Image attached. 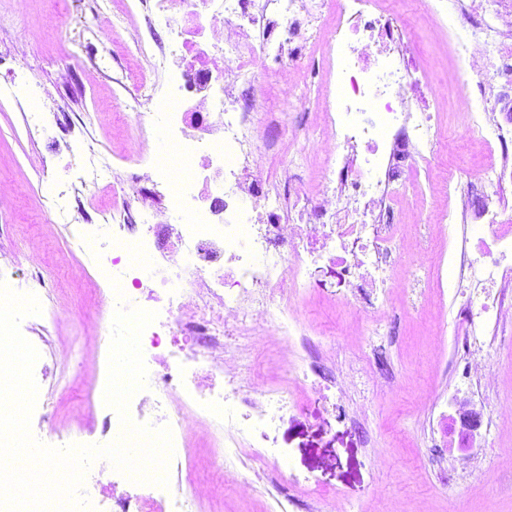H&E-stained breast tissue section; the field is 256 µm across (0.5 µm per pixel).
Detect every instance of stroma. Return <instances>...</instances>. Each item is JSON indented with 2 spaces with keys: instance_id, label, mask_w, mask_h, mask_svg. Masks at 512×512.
Instances as JSON below:
<instances>
[{
  "instance_id": "stroma-1",
  "label": "stroma",
  "mask_w": 512,
  "mask_h": 512,
  "mask_svg": "<svg viewBox=\"0 0 512 512\" xmlns=\"http://www.w3.org/2000/svg\"><path fill=\"white\" fill-rule=\"evenodd\" d=\"M57 6L65 9L64 20L46 26L47 15ZM397 7L408 20L416 54L449 104L441 127L457 141V153L449 163L458 173L455 196L463 198L466 173L486 166L494 155L457 110L461 82L453 48L431 37L432 20L423 0H398ZM97 15V0H0V76L25 69L30 79L50 91V111L62 108L87 115L83 134L57 141L45 131L32 139L17 107L0 103V180L19 189L14 210L0 216V225L8 227L7 235L0 236V269L16 271V285L22 290L29 286L28 272H41L42 299L57 316L41 344L47 406L34 411L30 421L33 435L51 446L67 438L69 414L84 403L97 377L82 371L78 358L61 361L48 350L60 345L85 352L95 349L85 313L96 297L67 246V232L47 220L40 162L91 146L114 159V175L122 180L127 171L122 156L137 134L133 119L115 118L139 79L136 61L126 54L132 26L122 24L104 39L94 34ZM21 43L26 57L19 60L14 48ZM103 55L108 58L105 74L88 80L92 65ZM255 67L265 76L264 92L285 103L283 110L258 114L260 140L295 157L302 188L314 189L320 156L313 129L319 113L316 104L301 103L298 88L305 82L317 84L322 58L314 56L302 74L261 59ZM63 71L68 74L64 84L59 81ZM442 176V169H434L423 195L398 213L407 235H414L421 214L446 202ZM35 237L40 240L36 249L31 246ZM423 261L418 254L404 256L383 302L369 314L349 302L344 279L330 273L324 275L323 286L295 306L337 376L354 381L343 400L348 416H341L330 401L277 361L282 339L274 327L265 328L263 374L268 385L284 392L293 405L255 445L280 449L287 465L261 473L252 461H245L240 477L252 484L250 494L233 485L224 487L205 512H299L298 502L319 495L326 499L322 512H379L387 499L399 512H512V419L496 417L499 406L512 401V346H491L490 376L479 391H470L460 364L451 295L415 296L407 286L411 274H423ZM351 330L363 332L364 340L351 342ZM375 331L384 338L387 369L394 376L389 390L381 389L366 371L372 358L366 337ZM458 390L470 392L471 408L480 415L474 440L481 448L472 461L481 473L477 480L458 465L466 456L461 448L463 427L449 400ZM422 397L429 398L431 407L419 414L414 404Z\"/></svg>"
}]
</instances>
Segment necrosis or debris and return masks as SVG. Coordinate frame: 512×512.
I'll return each mask as SVG.
<instances>
[{"label": "necrosis or debris", "instance_id": "necrosis-or-debris-1", "mask_svg": "<svg viewBox=\"0 0 512 512\" xmlns=\"http://www.w3.org/2000/svg\"><path fill=\"white\" fill-rule=\"evenodd\" d=\"M477 0H428L434 33L448 40L463 81L458 107L486 143L502 146L498 164L467 176L475 199L505 187L512 154L497 118L512 88V0H494L489 19L478 20ZM142 14L147 30L163 28L153 42L134 37L138 57L154 77L140 83L128 108L141 129L130 154L137 198L113 192L109 212H88L82 191L98 184L111 158L88 152L71 177L44 174L49 218L73 225L74 245L99 275L95 291L110 307L156 312L141 335L148 386L129 401L137 424L169 427L173 453L168 487L141 484L139 492L100 480L89 470L83 494L92 507L111 500L118 512H200L211 487H182L190 465V424L207 423L214 447L223 449L220 481L235 477L243 454L260 464H283L279 449L258 448L256 436L272 427L289 399L266 387L251 333L255 316L284 340L282 355L310 387L338 385L334 372L306 361L292 346L304 326L291 310L307 295L316 273L339 268L361 311L383 298L399 256L407 250L395 209L402 195H420L418 165L453 155L442 139V101L418 64L394 0H122L103 15L104 27ZM332 23L322 39L315 20ZM325 63L317 87L323 155L320 187L282 191L270 165L287 159L261 150L255 116L269 106L254 69L269 59L305 70L314 48ZM161 128L171 153L186 167L174 177L157 159L148 130ZM470 227L460 255L447 251L456 207L437 209L434 223L419 224L418 251L427 257L425 285L452 294L463 331V370L487 378L489 332L512 322V227L498 209L484 210ZM97 386L94 407L72 415V441L103 445L122 425Z\"/></svg>", "mask_w": 512, "mask_h": 512}]
</instances>
